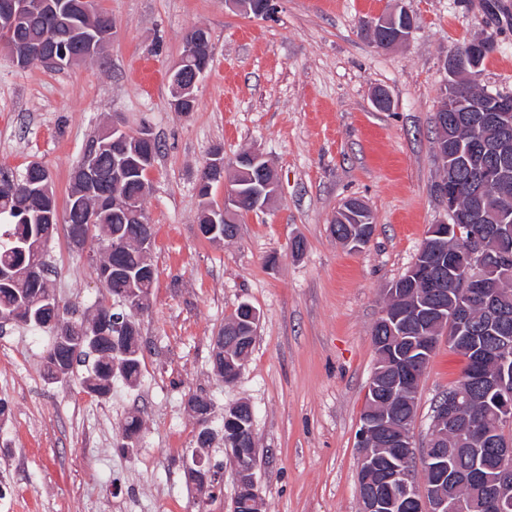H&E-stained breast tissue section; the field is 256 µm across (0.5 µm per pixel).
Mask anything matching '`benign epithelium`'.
Listing matches in <instances>:
<instances>
[{
	"label": "benign epithelium",
	"mask_w": 512,
	"mask_h": 512,
	"mask_svg": "<svg viewBox=\"0 0 512 512\" xmlns=\"http://www.w3.org/2000/svg\"><path fill=\"white\" fill-rule=\"evenodd\" d=\"M32 8L30 0H0V19L3 20L0 31L7 33L12 30ZM198 44V37L191 38L170 71L174 88L171 106L174 109L183 100L195 98V88L205 74V71L194 67ZM103 46L104 41L99 39L97 31L89 30L82 57L98 56ZM11 58L16 66L36 63L54 69L75 60V56H68L57 49L50 36L38 42L12 44ZM467 65L472 72L480 67L474 56L463 51H455L448 56V72L453 78L457 77L459 68ZM481 123L497 125L503 134V145L512 144V97L499 100L495 110L478 116L476 124ZM459 194L458 187L451 193L446 190L442 193L458 235L461 234L459 225L469 222V217L458 209ZM511 242L512 205L506 203L502 207V223L495 225L490 232L469 237L466 261L460 263L453 257L433 255L423 250L418 253L406 277L419 270L424 271L432 292L450 295L451 303L425 299L396 308L388 305L382 308L378 325L390 334L403 331L412 324L432 323L437 330L411 338L404 347L391 350L388 354L391 373L385 375L382 370L375 369L366 387V395L388 404L414 397L418 377L426 368L439 335L445 333L448 344L467 346L468 357L464 361L470 364L492 361L496 364L497 370L483 376L482 384L498 393L497 423L507 429L512 427V366L508 360L496 357L495 351L474 343L471 329V311L476 306L486 313L487 328L499 327L502 316L496 311L495 303L502 291L501 283L490 278L486 271L493 267L505 268L512 263V252L508 248ZM470 383L471 379L464 378L440 401L431 434L423 448L416 446L413 425L409 423L397 438L388 442L392 447V457H387L376 447V437L388 427L387 417L362 416L358 434V488L364 489V494L359 496L361 512H396L404 500L414 504L417 512H472L471 501L454 493V488L478 480L491 463L497 473L498 487L486 499L485 512H512V444L507 448L494 449L493 457H488L486 448L493 444L492 430L467 418L471 406ZM450 432L466 438L470 444L466 452L471 458V465L465 473L452 462L458 449L435 447ZM258 460L259 448L256 445L247 450L231 449L236 486L246 490L249 512H260L261 496L256 477ZM422 464L434 476L429 485L421 486L416 480L415 467ZM189 468L198 469L203 474L202 493L211 492L214 487L210 483L213 470L206 456L196 453Z\"/></svg>",
	"instance_id": "obj_1"
}]
</instances>
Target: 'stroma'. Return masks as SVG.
Instances as JSON below:
<instances>
[{"label": "stroma", "mask_w": 512, "mask_h": 512, "mask_svg": "<svg viewBox=\"0 0 512 512\" xmlns=\"http://www.w3.org/2000/svg\"><path fill=\"white\" fill-rule=\"evenodd\" d=\"M115 24L100 57L62 70L17 68L0 53V174L33 161L65 202L74 168L98 130L119 119L147 129L160 152L144 209L154 230L157 279L139 314L141 376L90 394L81 374L48 382L47 333H0V512H233L230 451L208 501L183 468L197 449L187 400L206 393L216 415L238 401L254 408L263 512H360L357 431L376 355L371 332L390 283L405 274L431 225L448 222L436 191L440 167L434 113L450 76L448 55L494 35L481 86L512 94V0H272L266 19L232 12L225 0H99ZM407 8L409 42L375 47L362 27ZM207 28L213 57L194 111L169 105V72L187 34ZM393 106L378 110L376 89ZM233 158L260 150L278 193L244 216L236 240L197 233L196 183L213 149ZM362 200L375 231L364 248L330 233L339 206ZM305 242L301 257L293 239ZM83 249L58 227L49 247L57 295L85 312L105 295ZM261 314L238 381L224 385L212 346L241 302ZM462 358L439 340L420 380L413 427L425 445L433 406L460 377ZM138 412L131 452L116 446Z\"/></svg>", "instance_id": "35a3bbf8"}]
</instances>
